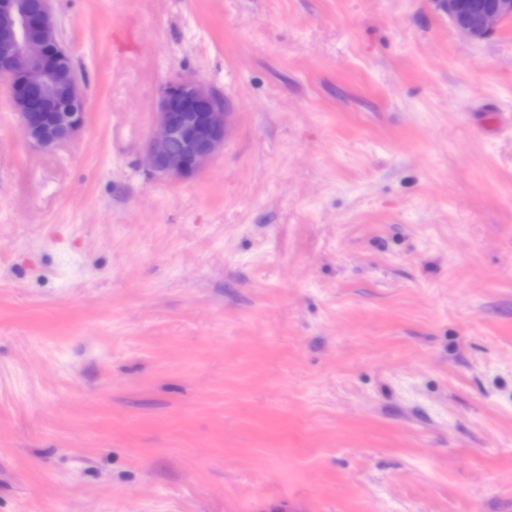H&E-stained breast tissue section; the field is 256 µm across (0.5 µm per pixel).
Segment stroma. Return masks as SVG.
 Returning a JSON list of instances; mask_svg holds the SVG:
<instances>
[{
	"label": "stroma",
	"instance_id": "stroma-1",
	"mask_svg": "<svg viewBox=\"0 0 512 512\" xmlns=\"http://www.w3.org/2000/svg\"><path fill=\"white\" fill-rule=\"evenodd\" d=\"M85 125L0 80V512H512V20L50 0ZM231 129L151 176L177 77Z\"/></svg>",
	"mask_w": 512,
	"mask_h": 512
}]
</instances>
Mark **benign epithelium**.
<instances>
[{"label":"benign epithelium","instance_id":"7a95c632","mask_svg":"<svg viewBox=\"0 0 512 512\" xmlns=\"http://www.w3.org/2000/svg\"><path fill=\"white\" fill-rule=\"evenodd\" d=\"M448 19L472 41L492 36L512 20V0H439ZM49 0H0V78L9 81L13 106L31 145L52 150L84 127L86 86L67 66ZM155 132L146 145L151 171L188 179L224 150L230 112L224 97L202 81L180 77L161 90Z\"/></svg>","mask_w":512,"mask_h":512}]
</instances>
